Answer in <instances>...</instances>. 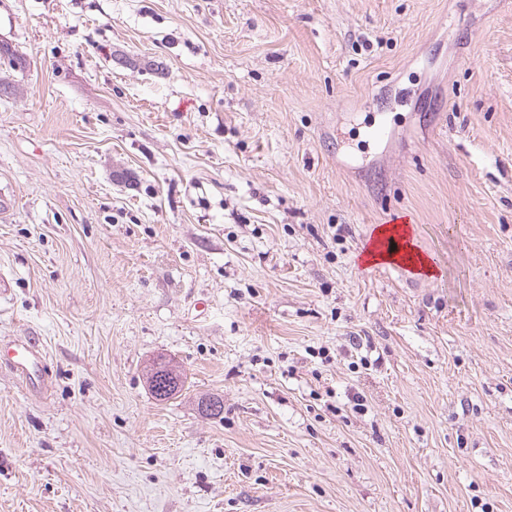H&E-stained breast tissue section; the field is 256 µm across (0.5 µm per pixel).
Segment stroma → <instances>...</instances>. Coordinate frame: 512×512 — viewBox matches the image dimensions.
Returning <instances> with one entry per match:
<instances>
[{
  "instance_id": "35a3bbf8",
  "label": "stroma",
  "mask_w": 512,
  "mask_h": 512,
  "mask_svg": "<svg viewBox=\"0 0 512 512\" xmlns=\"http://www.w3.org/2000/svg\"><path fill=\"white\" fill-rule=\"evenodd\" d=\"M1 44L49 387L0 362V512H512V0H0ZM400 217L435 274L362 264Z\"/></svg>"
}]
</instances>
